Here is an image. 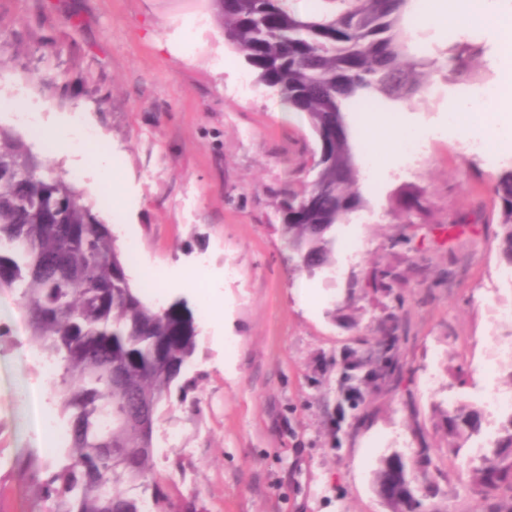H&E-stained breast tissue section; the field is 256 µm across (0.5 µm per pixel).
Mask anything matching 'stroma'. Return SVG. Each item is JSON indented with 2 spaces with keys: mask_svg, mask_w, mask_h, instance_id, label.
Returning <instances> with one entry per match:
<instances>
[{
  "mask_svg": "<svg viewBox=\"0 0 512 512\" xmlns=\"http://www.w3.org/2000/svg\"><path fill=\"white\" fill-rule=\"evenodd\" d=\"M202 36L183 58L169 44L185 22ZM482 63L512 94V49L480 31ZM0 127L21 137L109 225L146 302L142 271H163V296L200 314L187 376L192 389L155 428L153 471L172 502L199 512H390L373 486L380 460L400 452L432 487L431 512H493L498 495L472 486L467 461L448 450L449 400L481 406L486 389L512 393L508 265L491 184L512 162V142L487 165L471 146L494 125L484 113L471 138L443 134L460 86L439 83L398 117L430 131L419 156L361 170L365 203L335 228L333 266L293 271L280 232L279 194L310 177L316 142L305 114L283 119L224 39L210 0H0ZM94 152L47 151L44 130L65 129L74 109ZM120 174L114 211L103 165ZM412 184L427 207L408 224L391 210ZM305 280L314 293L301 304ZM383 281L374 289L373 280ZM225 318L203 319L215 298ZM25 312L0 297V512H42L22 463L56 461L35 432V367L16 341ZM431 448L432 463H416Z\"/></svg>",
  "mask_w": 512,
  "mask_h": 512,
  "instance_id": "obj_1",
  "label": "stroma"
}]
</instances>
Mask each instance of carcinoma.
<instances>
[{
  "instance_id": "obj_1",
  "label": "carcinoma",
  "mask_w": 512,
  "mask_h": 512,
  "mask_svg": "<svg viewBox=\"0 0 512 512\" xmlns=\"http://www.w3.org/2000/svg\"><path fill=\"white\" fill-rule=\"evenodd\" d=\"M300 16L288 0H215L224 39L289 108L305 114L323 153L320 184L282 194L281 234L297 271L314 276L332 265V230L364 205L347 114L362 103L398 109L426 98L441 77L481 82L483 47L448 42L436 55L408 58L403 21L412 0H321ZM502 227L500 253L512 267V168L492 183ZM426 208L418 187L401 189L395 211L407 221ZM27 313L33 340L52 359L49 386L68 425L66 463L25 466L44 512H143L151 500L167 512L163 486L151 475L154 437L143 440L132 410L157 423L174 388L190 390L185 373L197 349L198 323L189 302L152 306L132 287L127 260L111 230L74 185L12 133L0 128V295ZM448 436L482 429L484 413L467 404L444 414ZM411 465L393 452L374 484L399 481L392 512H426L408 482ZM474 486L512 492V416L489 453L471 470ZM140 490L131 495L128 489Z\"/></svg>"
}]
</instances>
